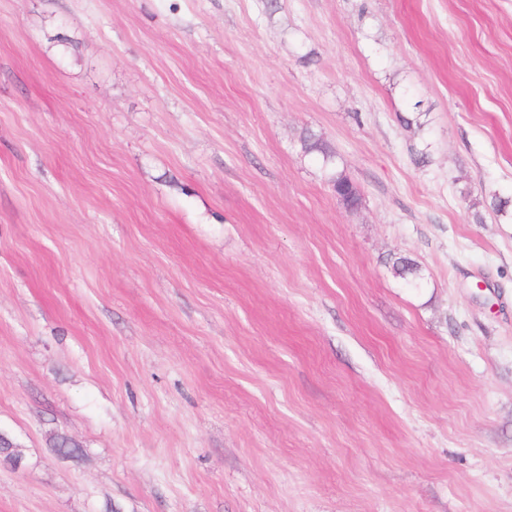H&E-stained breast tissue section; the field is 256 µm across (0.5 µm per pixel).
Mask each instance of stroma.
<instances>
[{
	"label": "stroma",
	"mask_w": 512,
	"mask_h": 512,
	"mask_svg": "<svg viewBox=\"0 0 512 512\" xmlns=\"http://www.w3.org/2000/svg\"><path fill=\"white\" fill-rule=\"evenodd\" d=\"M499 200L512 0H0V512H512Z\"/></svg>",
	"instance_id": "obj_1"
}]
</instances>
